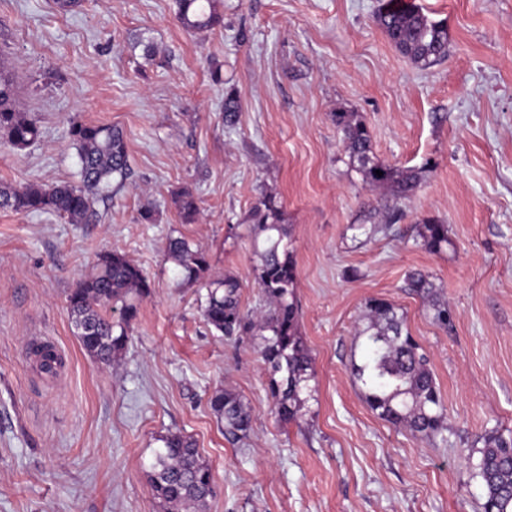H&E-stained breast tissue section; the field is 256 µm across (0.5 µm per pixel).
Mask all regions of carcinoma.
Wrapping results in <instances>:
<instances>
[{"mask_svg":"<svg viewBox=\"0 0 512 512\" xmlns=\"http://www.w3.org/2000/svg\"><path fill=\"white\" fill-rule=\"evenodd\" d=\"M177 21L191 33H201L223 24L217 0H176ZM392 45L414 64L426 67L448 56V29L414 11L397 12L387 7L376 15ZM12 79L0 67V137L12 148L22 150L38 140L35 118L16 111ZM241 108L239 94L224 97V126L235 124ZM333 121L342 134L350 164L371 188L386 186L397 198L417 188L421 176L415 169H399L374 155L366 125L352 112H336ZM79 158V182L46 185L0 183V208L15 212L48 213L71 224L96 220L94 195L113 176L128 169V152L123 134L110 125L76 123L71 128ZM383 175H376V171ZM183 222L194 221L199 212L197 198L188 189L176 197ZM251 237L260 259L257 284L260 308L243 310L240 284L230 275L209 276L207 254L184 238L168 241L166 253L181 268L185 279L206 289L200 308L210 329L226 339H237L254 331L262 333L261 357L270 372L268 395L279 420L297 421L300 393L310 375L311 357L299 334V305L296 296L297 268L288 250V233L280 224V206L263 197L251 211ZM422 245L439 251L448 244V225L430 221L420 233ZM409 286L427 299L434 284L422 273L410 277ZM151 294V282L143 270L123 253L103 255L92 273L68 295V308L82 348L104 364L121 354L129 339L130 323L136 315L135 301ZM120 311L118 319L112 312ZM366 337V354L353 363L351 373L365 388L369 408L392 425L420 433L440 443L445 406L428 367V359L404 327V317L384 300L369 304L367 326L359 332ZM213 414L224 422V437L236 443L252 429V415L232 391L213 394ZM483 443L473 476L486 490L485 512H512V438L491 433ZM149 479L152 491L170 512H202L213 492L212 474L194 441L181 433L162 437Z\"/></svg>","mask_w":512,"mask_h":512,"instance_id":"cac0c4a2","label":"carcinoma"}]
</instances>
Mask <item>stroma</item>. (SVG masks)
Wrapping results in <instances>:
<instances>
[{
  "label": "stroma",
  "mask_w": 512,
  "mask_h": 512,
  "mask_svg": "<svg viewBox=\"0 0 512 512\" xmlns=\"http://www.w3.org/2000/svg\"><path fill=\"white\" fill-rule=\"evenodd\" d=\"M448 28V55L414 65L375 17L390 0H219L224 23L189 35L174 0H0V67L40 136L0 143V182H73L72 123L119 128L126 178L95 197L98 222L0 209V512H163L150 465L161 439L190 436L211 468L206 512H484L479 436L512 437V0H413ZM152 53H145V45ZM241 97L224 125V95ZM354 112L373 151L420 171L408 197L370 189L333 121ZM200 214L182 223L175 195ZM266 194L293 242L310 391L296 422L271 411L261 336L206 325L199 284L165 253L181 237L210 274L260 304L247 236ZM153 223L140 222L144 208ZM402 218L374 232L387 209ZM448 226L427 250L420 225ZM147 274L126 349L104 365L82 348L67 297L101 254ZM428 275L448 325L408 286ZM391 303L429 360L447 444L373 413L350 372L372 300ZM63 359L44 373L30 340ZM236 393L253 422L237 444L208 404Z\"/></svg>",
  "instance_id": "35a3bbf8"
}]
</instances>
